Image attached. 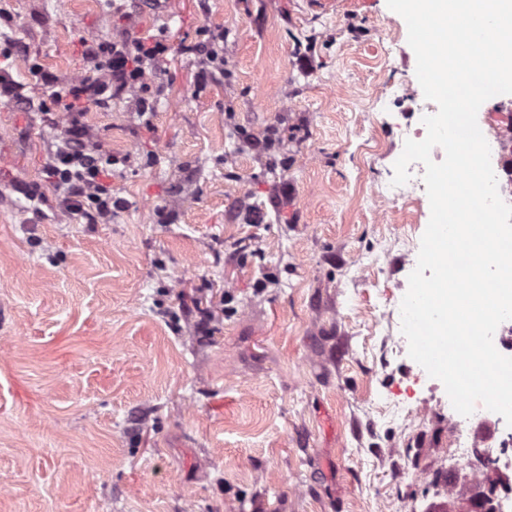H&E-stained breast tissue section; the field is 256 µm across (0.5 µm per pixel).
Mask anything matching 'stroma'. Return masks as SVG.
Returning <instances> with one entry per match:
<instances>
[{
    "instance_id": "1",
    "label": "stroma",
    "mask_w": 512,
    "mask_h": 512,
    "mask_svg": "<svg viewBox=\"0 0 512 512\" xmlns=\"http://www.w3.org/2000/svg\"><path fill=\"white\" fill-rule=\"evenodd\" d=\"M147 35L145 88L81 117L128 206L70 220L42 78ZM407 36L386 0H0L28 98H0V512H463L485 489L442 390L387 352L414 269L391 238L430 218L383 197L421 89ZM214 41L227 74L198 80ZM448 414L454 424V431L450 438L451 453L454 457L467 458L471 451V438L465 429V422L469 417H464L453 408L448 397Z\"/></svg>"
}]
</instances>
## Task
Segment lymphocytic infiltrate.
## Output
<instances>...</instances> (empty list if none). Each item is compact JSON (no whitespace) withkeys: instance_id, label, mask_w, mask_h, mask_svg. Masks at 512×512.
Wrapping results in <instances>:
<instances>
[{"instance_id":"1","label":"lymphocytic infiltrate","mask_w":512,"mask_h":512,"mask_svg":"<svg viewBox=\"0 0 512 512\" xmlns=\"http://www.w3.org/2000/svg\"><path fill=\"white\" fill-rule=\"evenodd\" d=\"M162 53L157 40L142 37L135 41L113 43L108 52V79L73 80L55 85L52 98L70 118V131L46 165V179L64 189L60 212L78 216L90 224H107L114 212L124 208V200L113 194L107 180L116 160L101 150L79 118L88 101L104 100L109 89L142 88L146 66Z\"/></svg>"}]
</instances>
